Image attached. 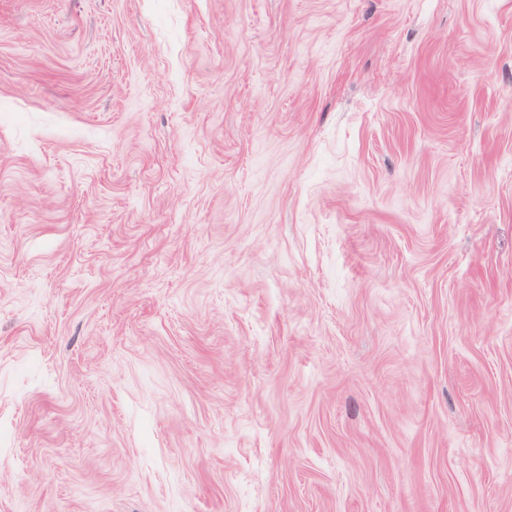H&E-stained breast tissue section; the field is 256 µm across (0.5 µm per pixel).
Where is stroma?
Wrapping results in <instances>:
<instances>
[{"instance_id":"35a3bbf8","label":"stroma","mask_w":512,"mask_h":512,"mask_svg":"<svg viewBox=\"0 0 512 512\" xmlns=\"http://www.w3.org/2000/svg\"><path fill=\"white\" fill-rule=\"evenodd\" d=\"M0 512H512V0H0Z\"/></svg>"}]
</instances>
